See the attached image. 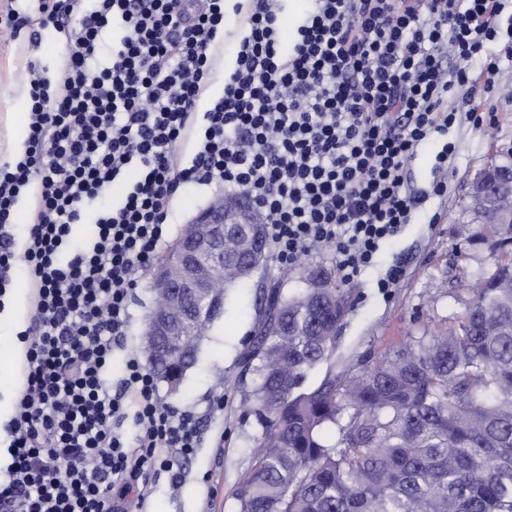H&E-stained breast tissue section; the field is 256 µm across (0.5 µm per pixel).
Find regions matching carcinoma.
<instances>
[{"mask_svg": "<svg viewBox=\"0 0 512 512\" xmlns=\"http://www.w3.org/2000/svg\"><path fill=\"white\" fill-rule=\"evenodd\" d=\"M240 242L224 240L216 296L246 281ZM327 288L266 296L249 361L259 380L249 401L263 428L256 466L238 484L240 512H512V252L479 278L457 325L411 336L360 373L307 387L328 361L348 314L347 291L312 266ZM182 337L180 389L204 333Z\"/></svg>", "mask_w": 512, "mask_h": 512, "instance_id": "carcinoma-1", "label": "carcinoma"}]
</instances>
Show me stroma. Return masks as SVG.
<instances>
[{"label":"stroma","instance_id":"35a3bbf8","mask_svg":"<svg viewBox=\"0 0 512 512\" xmlns=\"http://www.w3.org/2000/svg\"><path fill=\"white\" fill-rule=\"evenodd\" d=\"M499 27L498 39L487 45L489 55L499 60L494 120L454 124L447 136H432L410 162L411 188L420 202L410 224L382 245L375 264L348 284L352 306L339 330L335 352L330 362L312 371L310 386L379 362L406 336L456 325L473 298L474 274L495 269L501 253L475 241L480 226L470 208L469 192L487 166L512 157V59L505 55L512 45V0H506ZM29 36L26 27L16 36L0 31V163L17 157L9 115L29 105V62L46 68L50 78L60 75L62 34L50 26L40 29L35 47ZM449 142L455 144L456 154L443 176L448 189L438 196L433 192L436 157ZM210 196V189L201 186L178 189L167 226L169 240L182 235L193 217L207 207ZM397 267L402 275L394 288L380 290L378 280ZM302 270L299 264L282 270L272 258L267 268L253 274L247 287L230 289L224 315L202 340L197 362L180 391L172 394L159 386L163 402L199 417L202 441L197 452L182 462L185 481L179 490H171L167 478L153 481L148 512H200L205 505L211 512H240L235 489L253 468L263 439V428L244 399L256 379L247 353L274 276L287 273L289 287L299 288ZM28 288V270L16 267L0 311V419L11 411L17 359L13 343L28 314ZM155 301L152 276L144 274L132 292L126 349L114 354L113 378L122 375L126 350L143 352L146 317ZM219 398L224 401L223 411L211 412V404Z\"/></svg>","mask_w":512,"mask_h":512}]
</instances>
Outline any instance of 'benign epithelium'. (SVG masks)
Here are the masks:
<instances>
[{
    "instance_id": "benign-epithelium-1",
    "label": "benign epithelium",
    "mask_w": 512,
    "mask_h": 512,
    "mask_svg": "<svg viewBox=\"0 0 512 512\" xmlns=\"http://www.w3.org/2000/svg\"><path fill=\"white\" fill-rule=\"evenodd\" d=\"M512 193V165L488 167L474 183L471 196L490 206L504 194ZM195 231L181 238L168 255L157 264L153 287L165 308L149 319L151 334L156 336L153 357L174 363L180 351L176 338L185 335L187 325L214 305L211 270L201 261L202 254L224 251L225 227L244 236L246 261L260 264L267 251L263 216L246 195H233L219 209H205L192 221Z\"/></svg>"
}]
</instances>
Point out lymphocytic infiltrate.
I'll return each mask as SVG.
<instances>
[{"instance_id":"f902f5d3","label":"lymphocytic infiltrate","mask_w":512,"mask_h":512,"mask_svg":"<svg viewBox=\"0 0 512 512\" xmlns=\"http://www.w3.org/2000/svg\"><path fill=\"white\" fill-rule=\"evenodd\" d=\"M226 2L40 0L38 28L64 35L63 86L30 64L25 151L0 165V299L16 264L33 274L0 430V512H140L144 481L182 483L196 417L161 401L136 355L110 379L179 184L247 195L281 264L328 247L351 282L409 223L408 164L457 122L449 100L468 97L471 119L495 109L471 64L495 41L503 0H310L288 39L284 0H237L234 68L202 105ZM117 182L123 195L95 209ZM88 216L95 233L73 247Z\"/></svg>"}]
</instances>
